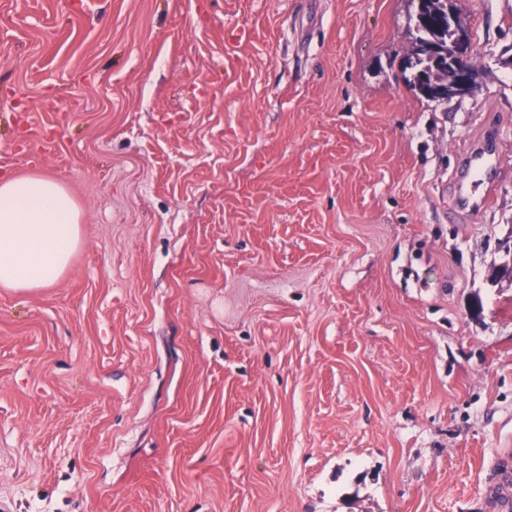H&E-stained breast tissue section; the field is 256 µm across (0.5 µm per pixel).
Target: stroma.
<instances>
[{
	"label": "stroma",
	"mask_w": 512,
	"mask_h": 512,
	"mask_svg": "<svg viewBox=\"0 0 512 512\" xmlns=\"http://www.w3.org/2000/svg\"><path fill=\"white\" fill-rule=\"evenodd\" d=\"M455 3L459 103L403 79L408 0H0V176L59 179L85 230L0 288V512H491L512 0ZM461 164L465 176L455 183L454 204L464 212L481 211L491 201L496 174L501 168L498 153L484 137L464 155Z\"/></svg>",
	"instance_id": "obj_1"
}]
</instances>
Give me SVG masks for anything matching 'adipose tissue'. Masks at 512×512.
I'll return each instance as SVG.
<instances>
[{"mask_svg":"<svg viewBox=\"0 0 512 512\" xmlns=\"http://www.w3.org/2000/svg\"><path fill=\"white\" fill-rule=\"evenodd\" d=\"M83 240L81 210L61 181L43 174L0 178V288L56 284Z\"/></svg>","mask_w":512,"mask_h":512,"instance_id":"1","label":"adipose tissue"}]
</instances>
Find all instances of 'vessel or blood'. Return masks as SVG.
Wrapping results in <instances>:
<instances>
[{"label":"vessel or blood","mask_w":512,"mask_h":512,"mask_svg":"<svg viewBox=\"0 0 512 512\" xmlns=\"http://www.w3.org/2000/svg\"><path fill=\"white\" fill-rule=\"evenodd\" d=\"M464 177L453 190L455 206L464 212L483 210L491 201V191L501 167L498 153L487 141H479L461 160ZM494 512H512V468L499 472L498 490L493 500Z\"/></svg>","instance_id":"vessel-or-blood-1"}]
</instances>
